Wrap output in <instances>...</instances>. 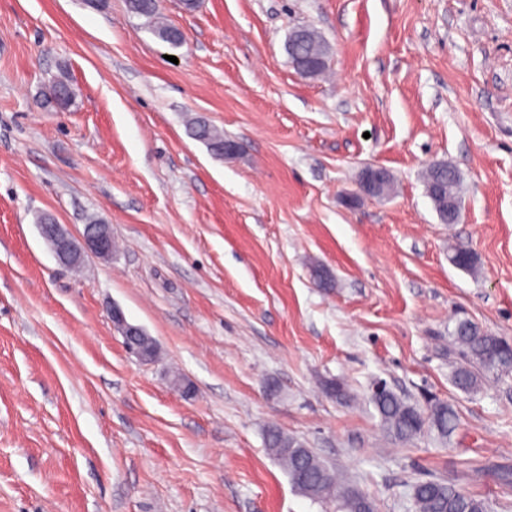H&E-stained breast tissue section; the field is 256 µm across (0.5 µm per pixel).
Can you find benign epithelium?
Here are the masks:
<instances>
[{
  "instance_id": "7a95c632",
  "label": "benign epithelium",
  "mask_w": 512,
  "mask_h": 512,
  "mask_svg": "<svg viewBox=\"0 0 512 512\" xmlns=\"http://www.w3.org/2000/svg\"><path fill=\"white\" fill-rule=\"evenodd\" d=\"M389 179L387 169L369 165L362 170L360 192L372 198H382L386 196ZM40 233L49 243L58 263L63 266L76 265L88 253L104 259L112 257V226L109 224L89 225L79 236L68 233L61 224H43ZM111 317L114 328L123 338L128 339L139 333V327L128 323L118 306H112Z\"/></svg>"
}]
</instances>
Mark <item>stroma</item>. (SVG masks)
Instances as JSON below:
<instances>
[{
    "instance_id": "35a3bbf8",
    "label": "stroma",
    "mask_w": 512,
    "mask_h": 512,
    "mask_svg": "<svg viewBox=\"0 0 512 512\" xmlns=\"http://www.w3.org/2000/svg\"><path fill=\"white\" fill-rule=\"evenodd\" d=\"M161 17L181 47L127 0H0V512H336L293 489L271 425L376 512H415L429 478L512 512V376L463 393L448 354L459 318L512 340V0H164ZM301 25L331 48L325 76L288 59ZM56 77L64 111L43 104ZM196 115L236 153L193 138ZM439 162L461 174L454 224L421 181ZM367 163L395 190L348 202ZM41 212L111 224V259L58 265ZM460 245L478 274L450 262ZM115 305L154 361L127 352ZM379 380L451 404L448 442L387 435Z\"/></svg>"
}]
</instances>
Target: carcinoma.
Wrapping results in <instances>:
<instances>
[{
	"label": "carcinoma",
	"instance_id": "cac0c4a2",
	"mask_svg": "<svg viewBox=\"0 0 512 512\" xmlns=\"http://www.w3.org/2000/svg\"><path fill=\"white\" fill-rule=\"evenodd\" d=\"M128 8L152 22L151 31L160 40L173 47L182 44L183 34L179 28L159 20L160 3L156 0H128ZM286 49L292 63L298 57L325 56L309 27L291 31ZM49 99L57 108L65 110L72 105L74 94L68 83L58 80L51 86ZM191 131L215 156H224V133L221 130L196 119L191 123ZM436 182L443 187V197L431 198L434 208H440L444 202H461V176L453 165L438 163L429 166L423 175L424 186ZM450 260L460 269L471 272L477 269V256L468 247L456 248ZM129 343L146 358L156 355L153 338L148 335L134 336ZM450 346L461 355V362L454 367L452 382L463 392L478 391L486 374L496 377L512 375V344L483 331L471 321L456 323L451 332ZM371 401L386 432L400 441L413 440L426 429L446 441L457 426L455 410L443 400H429L424 413L383 384L379 392L371 396ZM265 441L293 487L301 494L314 500L334 501L338 512H375V505L369 497L353 489L340 488L330 468L301 440L270 426L266 430ZM413 501L416 512H486L484 500L439 480L416 482Z\"/></svg>",
	"mask_w": 512,
	"mask_h": 512
}]
</instances>
